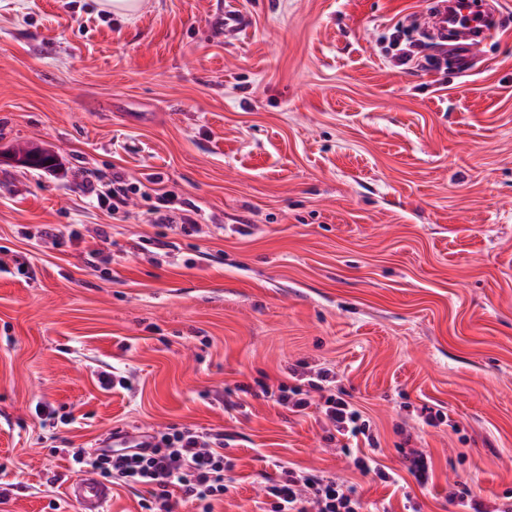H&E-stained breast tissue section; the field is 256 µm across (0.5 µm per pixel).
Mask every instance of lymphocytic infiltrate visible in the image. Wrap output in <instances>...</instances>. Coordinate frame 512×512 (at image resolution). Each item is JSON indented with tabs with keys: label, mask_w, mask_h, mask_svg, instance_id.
<instances>
[{
	"label": "lymphocytic infiltrate",
	"mask_w": 512,
	"mask_h": 512,
	"mask_svg": "<svg viewBox=\"0 0 512 512\" xmlns=\"http://www.w3.org/2000/svg\"><path fill=\"white\" fill-rule=\"evenodd\" d=\"M85 188L94 206L120 211L128 204L132 184L121 174H113L109 182L87 180ZM297 383L240 385L246 395L261 394L273 399L287 411L300 414L317 407L329 428L326 441L336 437L371 438V425L361 412L335 390L336 374L331 369L308 371L292 368ZM404 473L372 468L368 460L358 457L354 465L363 473L374 474L381 482L396 486L402 474H409L418 487H426L431 478L428 455L420 449L404 453ZM73 471H90L104 481L129 487L147 488L150 497L146 512H174L173 492H180L181 502L190 504L194 512H213L216 501L229 492L235 467L224 450L223 434L206 436L187 427L172 426L163 431L136 436L125 448L109 446L71 456ZM264 499L260 512H363L364 503L355 487L334 478L303 472L279 465L276 474H262Z\"/></svg>",
	"instance_id": "1"
}]
</instances>
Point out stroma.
<instances>
[{
	"label": "stroma",
	"mask_w": 512,
	"mask_h": 512,
	"mask_svg": "<svg viewBox=\"0 0 512 512\" xmlns=\"http://www.w3.org/2000/svg\"><path fill=\"white\" fill-rule=\"evenodd\" d=\"M426 2L0 0V512H81L73 452L172 425L235 458L214 512H258L277 462L404 512L353 459L397 471L407 446L422 512H457L462 481L512 493V0L466 74L435 46L399 65ZM116 172L209 232L150 223L154 196L93 206L85 177ZM299 364L335 371L378 449L237 407ZM33 150L40 152L32 153L31 151ZM15 154H21L18 161L27 165L21 167L29 169H50L56 166L58 160L57 155L53 152L40 150L27 145L17 146ZM46 163H48V165H46ZM401 463L418 487L425 488L428 485L431 478V463L430 458L423 450L403 451Z\"/></svg>",
	"instance_id": "1"
}]
</instances>
